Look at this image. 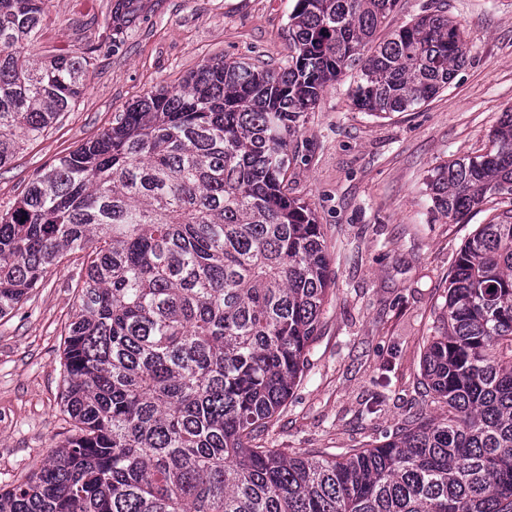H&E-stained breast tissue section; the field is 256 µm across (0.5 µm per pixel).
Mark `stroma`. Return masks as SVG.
I'll list each match as a JSON object with an SVG mask.
<instances>
[{
	"instance_id": "obj_1",
	"label": "stroma",
	"mask_w": 512,
	"mask_h": 512,
	"mask_svg": "<svg viewBox=\"0 0 512 512\" xmlns=\"http://www.w3.org/2000/svg\"><path fill=\"white\" fill-rule=\"evenodd\" d=\"M110 0H50L38 51L97 52L80 98L0 168V210L36 172L95 137L146 92L177 84L207 61L276 68L288 57L295 0H142L122 33ZM445 5L461 24L467 61L447 89L408 112L355 108L353 77L331 84L292 143L288 193L307 202L328 244L332 290L309 365L262 444L291 456L371 448L409 417L437 416L424 393V342L466 239L494 216L466 224L434 217L425 178L440 163L484 153L512 109V0H400L377 30ZM84 271L63 258L15 314L0 320V489L22 481L70 429L60 404V359Z\"/></svg>"
}]
</instances>
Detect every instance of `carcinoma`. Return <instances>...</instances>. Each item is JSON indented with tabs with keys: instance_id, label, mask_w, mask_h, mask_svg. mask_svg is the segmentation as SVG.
<instances>
[{
	"instance_id": "carcinoma-1",
	"label": "carcinoma",
	"mask_w": 512,
	"mask_h": 512,
	"mask_svg": "<svg viewBox=\"0 0 512 512\" xmlns=\"http://www.w3.org/2000/svg\"><path fill=\"white\" fill-rule=\"evenodd\" d=\"M397 2L296 0L285 65L212 61L146 93L0 212V319L65 254L85 266L63 341L74 426L0 512H512L511 208L458 252L425 345L444 417L338 454L254 445L307 367L330 287L321 225L288 196L300 119L350 70L359 110L407 112L467 59L441 6L366 52ZM48 3L0 0V168L81 96L96 52L34 56ZM137 11L116 0L112 18ZM492 143L433 169V210L512 204V110Z\"/></svg>"
}]
</instances>
